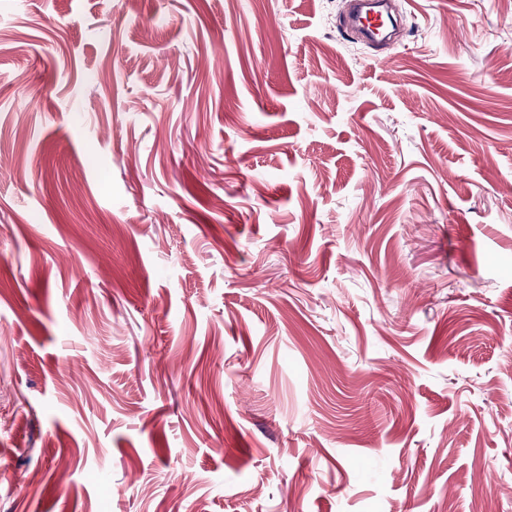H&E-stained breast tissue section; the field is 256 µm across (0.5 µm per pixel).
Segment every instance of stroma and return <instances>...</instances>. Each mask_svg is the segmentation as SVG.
Listing matches in <instances>:
<instances>
[{
    "instance_id": "obj_1",
    "label": "stroma",
    "mask_w": 512,
    "mask_h": 512,
    "mask_svg": "<svg viewBox=\"0 0 512 512\" xmlns=\"http://www.w3.org/2000/svg\"><path fill=\"white\" fill-rule=\"evenodd\" d=\"M0 0V512H512V0ZM365 1L360 0H349L348 3H351V9L349 12L344 13L341 16V26L348 31L353 37L362 38L366 40H373L376 36V33L379 32V29L376 27V21L380 14V10H376L373 7H377L381 5L384 1H371L373 4L366 3L367 5H372L368 7V12H366L365 17H358L357 13L359 11L360 5H362ZM360 18H364L365 22H361ZM374 18V21H369ZM385 11L389 19V24L383 31L382 35L374 43L386 45L396 40L402 22L401 16L397 10L395 0H386Z\"/></svg>"
}]
</instances>
